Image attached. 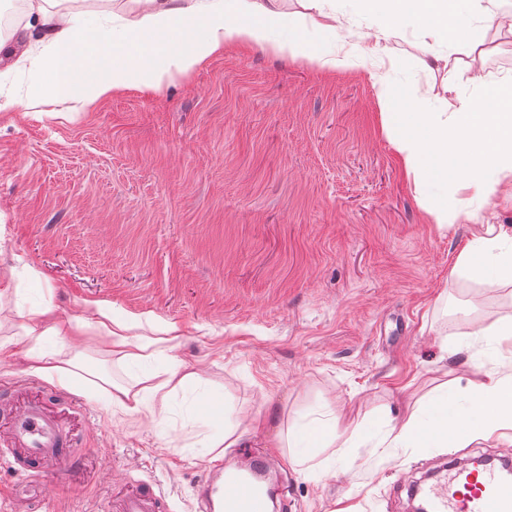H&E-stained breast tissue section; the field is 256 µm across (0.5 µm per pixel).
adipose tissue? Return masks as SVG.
<instances>
[{
	"label": "adipose tissue",
	"instance_id": "adipose-tissue-1",
	"mask_svg": "<svg viewBox=\"0 0 512 512\" xmlns=\"http://www.w3.org/2000/svg\"><path fill=\"white\" fill-rule=\"evenodd\" d=\"M137 2L139 18L110 35L54 11V0H27L28 13L40 23L41 38L51 48L29 59L38 84L29 92L28 108L68 103L77 112L115 92H156L175 75L202 66L231 45L320 69L347 68L357 60L379 59L383 42L397 36V22L403 18L414 19L464 56L476 48L468 27L472 16L512 35V10L504 8L503 0H364L369 10L387 18V25L336 54L320 46L321 36L334 32L337 22L323 0H308L312 13L306 33L285 37L280 31L288 20L272 0ZM368 77L377 90L389 142L413 180L420 206L435 224L465 220L474 225L454 274L512 285V228L480 222L472 208L499 195L512 198V78L492 81L475 74L483 100L472 103L453 96L456 71L451 68L444 85L450 93L447 111L397 112L385 75L372 71ZM17 315L21 331L0 341V362L21 361L28 373L66 387L73 384L80 365L50 350V340L62 337L78 345L88 331L96 330L122 362L137 364L148 358L150 344L134 335V322L115 315L104 303L84 301L80 314L68 318L47 304L21 308ZM98 378L108 385L113 405L131 415H150L155 405H167L170 396L194 383L198 374L177 362L160 381L146 375L124 385L103 372ZM463 394L462 402L453 391L430 396L424 410L411 412L388 429V446L462 448L474 438L494 435L512 440V375L485 372ZM306 435L310 446L305 450H296L295 436H288L287 444L290 462L309 477L315 473L310 465L315 449L352 439L354 432L337 415L331 425L308 426Z\"/></svg>",
	"mask_w": 512,
	"mask_h": 512
}]
</instances>
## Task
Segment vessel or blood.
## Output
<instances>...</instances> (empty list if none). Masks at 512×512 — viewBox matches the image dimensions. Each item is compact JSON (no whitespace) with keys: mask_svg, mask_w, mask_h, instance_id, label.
<instances>
[{"mask_svg":"<svg viewBox=\"0 0 512 512\" xmlns=\"http://www.w3.org/2000/svg\"><path fill=\"white\" fill-rule=\"evenodd\" d=\"M88 454L78 432L66 427L63 408L39 394L23 399L0 430V458L24 477L59 479L61 464L80 467ZM266 479L264 460L255 457L248 474L218 489L221 512H269L273 496ZM419 492L432 512H512V479L491 464L449 466L437 482L421 486ZM165 507V498L147 487L112 497L103 512H164Z\"/></svg>","mask_w":512,"mask_h":512,"instance_id":"vessel-or-blood-1","label":"vessel or blood"}]
</instances>
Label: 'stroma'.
<instances>
[{"label":"stroma","instance_id":"stroma-1","mask_svg":"<svg viewBox=\"0 0 512 512\" xmlns=\"http://www.w3.org/2000/svg\"><path fill=\"white\" fill-rule=\"evenodd\" d=\"M339 23L323 49L375 32L382 17L361 0H331ZM484 56L457 64V91L478 102L475 70L512 76V37L470 22ZM382 69L398 105L448 109L437 59L448 44L402 22ZM368 64L318 70L256 49L226 47L160 91L100 98L68 117L30 111L27 63L0 60V272L20 296L5 301L0 340L38 301L65 314L81 300L168 328L145 367L117 361L89 332L64 352L87 367L67 389L0 363V387L70 393L91 453L49 484L45 512H101L110 495L150 486L170 512H205L201 483L216 459L268 461L294 512H410L398 480L434 471L445 448H384L391 422L441 385L464 390L482 371H512V351L472 335L512 315V286L453 274L471 226H438L422 209L383 129ZM199 379L150 422L113 407L96 371L121 383L163 376L174 363ZM239 411L242 448L208 450L224 408ZM341 415L350 447L324 449L334 468L307 478L279 437ZM265 419L252 430L250 417Z\"/></svg>","mask_w":512,"mask_h":512}]
</instances>
